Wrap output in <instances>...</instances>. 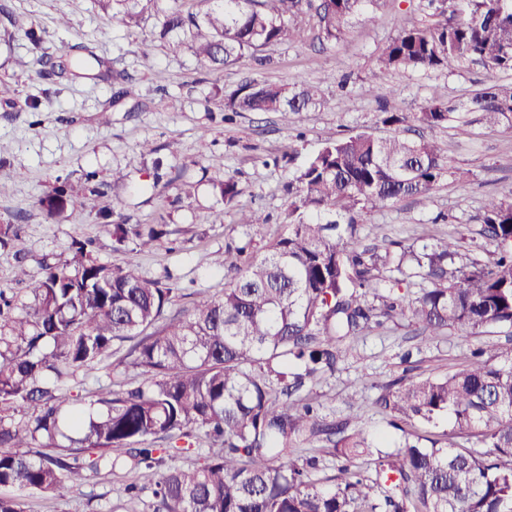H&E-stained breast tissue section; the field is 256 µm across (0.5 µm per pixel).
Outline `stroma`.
I'll use <instances>...</instances> for the list:
<instances>
[{
	"label": "stroma",
	"mask_w": 512,
	"mask_h": 512,
	"mask_svg": "<svg viewBox=\"0 0 512 512\" xmlns=\"http://www.w3.org/2000/svg\"><path fill=\"white\" fill-rule=\"evenodd\" d=\"M418 0H386L374 19L356 18L344 36L320 44L315 37L284 43L267 51V61L254 60L213 71L190 50L170 54L152 41L156 20L139 25L105 13L97 0H0V79L18 92L16 106L0 102V178L10 192L0 196V225L19 226L17 238L0 249V288L22 292L14 281L17 257H25L30 278L42 275V262L63 264L77 238L96 242L98 261L114 266L135 261L149 277L176 280L182 295L168 309L181 317L205 296L220 295L224 275L215 259L226 246L252 239L262 253L287 227L284 185L307 159L330 139L369 131L388 135L378 124L382 108L417 112L432 95L464 99L491 81H512V73L492 72L468 62L451 74L403 72L381 68L382 46L394 37L400 21L431 23L417 8ZM35 28L40 43L24 35ZM152 44V62L143 64L144 42ZM80 44L127 74L136 88L132 97L118 95L113 81L67 76L56 81L37 76L42 55L56 56ZM258 77L288 85L303 78L319 84L326 104L299 112L289 121L276 113H243L224 118L222 101L241 80ZM387 90L386 99L362 94V83ZM36 111H22L25 103ZM453 166L470 170L466 187L441 181L428 197H406L368 213L360 226L366 242L409 245L421 240L459 237L452 264L469 258L491 260L495 242L486 238L478 216L490 196H512V131L484 133L474 127H445L432 132ZM151 142L153 153L143 152ZM97 171L111 188L98 201V212H76L48 220L39 200L57 178L81 190L84 175ZM123 174L112 179L113 171ZM160 181H153V172ZM235 175L242 193L228 206L212 192L213 183ZM195 185L192 198L180 197V181ZM257 209L271 221L260 230L242 226L238 210ZM120 212L128 224H163L166 237L145 252L116 251L104 215ZM415 325L399 319L350 342L335 375L321 378L312 395L323 401L331 419H349L374 436L398 439L388 417L373 405L381 385L399 379L403 351L413 348ZM499 328L470 336L457 330L438 337L415 355V375L442 376L455 371L476 344L504 342ZM357 407H350V399ZM132 474L126 470L65 488L51 497L22 493L26 512H140L123 492Z\"/></svg>",
	"instance_id": "1"
}]
</instances>
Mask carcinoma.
Segmentation results:
<instances>
[{"instance_id": "carcinoma-1", "label": "carcinoma", "mask_w": 512, "mask_h": 512, "mask_svg": "<svg viewBox=\"0 0 512 512\" xmlns=\"http://www.w3.org/2000/svg\"><path fill=\"white\" fill-rule=\"evenodd\" d=\"M129 24L145 15L154 38L174 55L186 47L214 70L304 37L291 21L313 20L321 42L342 38L349 22L375 15L383 0H213L199 15L161 0H99ZM444 20L405 23L381 50L395 71L454 72L463 62L512 72V0H419ZM74 45L38 77H63L101 64ZM323 103L305 80L258 78L224 99V111L274 112L283 120ZM476 115L481 129L512 130V82L485 85L464 101L432 97L410 115L378 113L397 128L411 120L437 128ZM463 187L470 172L449 164L434 139L360 131L329 140L287 185L288 232L259 256L251 242L227 247L217 261L224 291L182 318L166 312L177 282L112 267L93 257L94 241L73 242L63 266L43 265L26 288L31 302L0 290V489L57 494L102 472L129 468L139 479L124 494L144 512H512V332L508 345L477 346L448 375L380 386L374 407L402 432L393 450L350 421L330 420L310 392L346 355L341 343L401 316L428 339L450 329L474 334L512 329V196L490 197L480 217L495 257L448 273L459 239L421 241L384 252L359 245L363 215L405 197H426L444 178ZM86 190L61 183L39 204L51 220L92 211L105 196L96 172ZM224 204L241 194L227 175L213 186ZM113 249L139 250L167 234L162 224L108 222ZM430 284L418 296L410 279ZM123 354L138 381L112 379L87 396L61 384ZM444 440L413 429L443 417ZM203 433L208 452L192 467L167 466ZM326 449L341 462L321 479Z\"/></svg>"}]
</instances>
